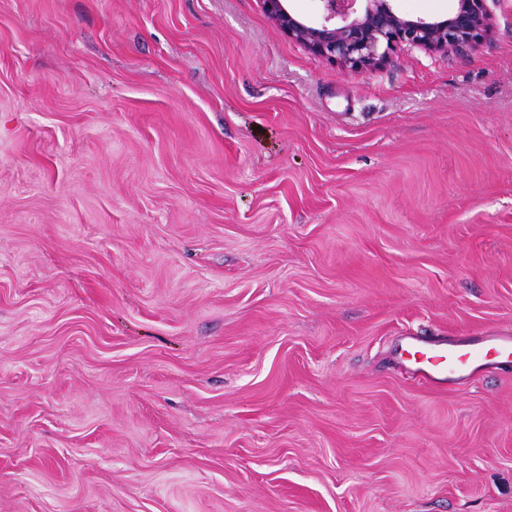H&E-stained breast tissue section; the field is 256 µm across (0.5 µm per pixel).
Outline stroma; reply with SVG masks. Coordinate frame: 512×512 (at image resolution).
<instances>
[{
    "mask_svg": "<svg viewBox=\"0 0 512 512\" xmlns=\"http://www.w3.org/2000/svg\"><path fill=\"white\" fill-rule=\"evenodd\" d=\"M355 75L259 0H0V512H512V0ZM400 358L427 387L474 382L487 370L512 369V334L489 330L466 340L403 336Z\"/></svg>",
    "mask_w": 512,
    "mask_h": 512,
    "instance_id": "stroma-1",
    "label": "stroma"
}]
</instances>
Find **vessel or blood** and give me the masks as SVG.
Masks as SVG:
<instances>
[{
  "mask_svg": "<svg viewBox=\"0 0 512 512\" xmlns=\"http://www.w3.org/2000/svg\"><path fill=\"white\" fill-rule=\"evenodd\" d=\"M400 357L428 387L473 382L487 370L512 369V334L495 330L471 339L403 337Z\"/></svg>",
  "mask_w": 512,
  "mask_h": 512,
  "instance_id": "1",
  "label": "vessel or blood"
}]
</instances>
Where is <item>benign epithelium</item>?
<instances>
[{
    "label": "benign epithelium",
    "instance_id": "benign-epithelium-1",
    "mask_svg": "<svg viewBox=\"0 0 512 512\" xmlns=\"http://www.w3.org/2000/svg\"><path fill=\"white\" fill-rule=\"evenodd\" d=\"M286 0H261L265 13L287 36L322 61L352 72L373 70L399 46L430 55L462 58L490 40L487 0H457L443 20L411 19L398 14L390 0H320L321 20L293 16Z\"/></svg>",
    "mask_w": 512,
    "mask_h": 512
}]
</instances>
